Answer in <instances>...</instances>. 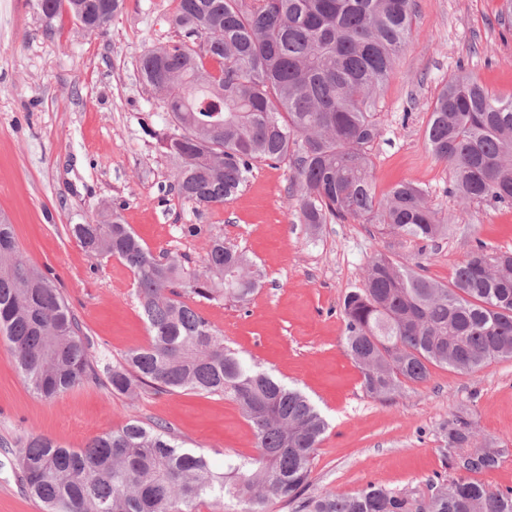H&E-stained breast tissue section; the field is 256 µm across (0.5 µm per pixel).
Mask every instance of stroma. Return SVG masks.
Wrapping results in <instances>:
<instances>
[{"label":"stroma","mask_w":512,"mask_h":512,"mask_svg":"<svg viewBox=\"0 0 512 512\" xmlns=\"http://www.w3.org/2000/svg\"><path fill=\"white\" fill-rule=\"evenodd\" d=\"M502 0H415L407 45L377 95L380 136L372 150L374 187L386 195L420 183L431 203L454 215L447 238L428 246L423 275L446 284L475 241L512 250V209L461 207L452 173L428 149L433 102L453 75L468 73L493 94L512 97V30L499 25ZM177 0H124L106 34L82 32L70 14L46 19L36 0H0V216L24 257L62 289L94 352L110 361L149 340L133 272L117 258H89L69 231L116 214L153 253L198 268L214 237L245 250L264 272L246 306L199 310L228 345L300 388L329 428L314 453L309 494L349 495L370 483L421 491L443 471L440 427L469 406L482 435L509 448L481 482L512 489V359L474 372L431 366L423 383L391 397L366 393L347 354L340 303L363 284L369 256L389 252L372 225L348 220L309 235L291 197L288 162L254 165L220 209L193 208L174 190L177 161L165 148L172 128L158 94L138 71L140 55L175 43ZM171 428L215 467L258 455L239 406L217 395L113 393L88 381L53 402L29 391L0 335V441L34 432L72 446L130 419ZM0 512H41L0 452Z\"/></svg>","instance_id":"obj_1"}]
</instances>
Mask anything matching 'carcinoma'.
I'll return each instance as SVG.
<instances>
[{"label":"carcinoma","mask_w":512,"mask_h":512,"mask_svg":"<svg viewBox=\"0 0 512 512\" xmlns=\"http://www.w3.org/2000/svg\"><path fill=\"white\" fill-rule=\"evenodd\" d=\"M122 0H38L49 20L71 14L82 31L104 34ZM414 0H178L171 23L182 40L139 59L143 81L165 97L180 162L174 188L186 202L220 207L258 162L291 163L300 220L316 230L358 220L396 242L399 258L377 253L363 286L343 300L344 346L374 396L402 381L424 383L429 366L475 371L512 359V252L477 242L440 284L419 272L426 246L451 218L412 181L379 199L372 147L377 93L394 73L409 35ZM426 138L453 173L463 203L512 208V97L477 79H448ZM91 259L117 257L136 277L150 335L114 364L93 359L91 343L54 280L27 263L13 225L0 220V332L28 389L53 402L105 376L112 392L137 396L194 391L234 401L260 453L227 458L217 470L160 424L133 418L121 429L69 448L37 433L15 442L12 465L42 512H264L272 499L296 512H512V489L477 479L507 449L478 439L465 406L441 427L445 466L419 496L369 483L350 495L305 496L315 449L328 423L311 400L243 358L194 303L250 302L260 274L245 252L213 241L199 269L155 255L114 216L70 225Z\"/></svg>","instance_id":"carcinoma-1"}]
</instances>
